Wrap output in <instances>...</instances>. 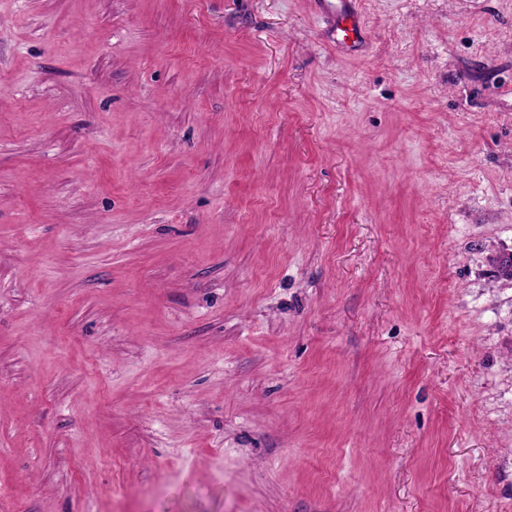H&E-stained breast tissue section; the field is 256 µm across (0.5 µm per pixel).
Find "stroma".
I'll return each mask as SVG.
<instances>
[{"label": "stroma", "instance_id": "35a3bbf8", "mask_svg": "<svg viewBox=\"0 0 512 512\" xmlns=\"http://www.w3.org/2000/svg\"><path fill=\"white\" fill-rule=\"evenodd\" d=\"M0 0V512H512V0ZM322 12L331 17L336 24V36L349 48L358 47L365 41V27L355 5V0H320ZM350 21V26L346 22Z\"/></svg>", "mask_w": 512, "mask_h": 512}]
</instances>
